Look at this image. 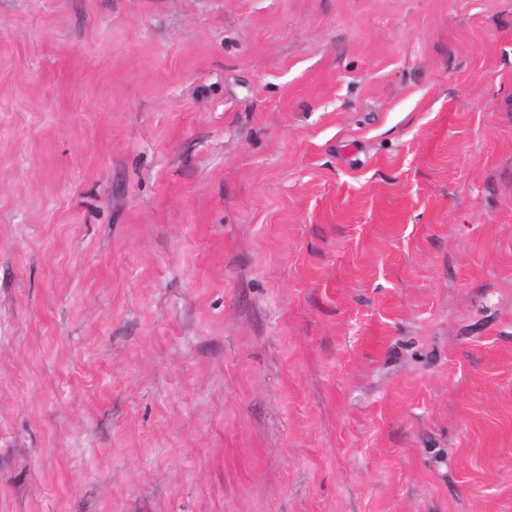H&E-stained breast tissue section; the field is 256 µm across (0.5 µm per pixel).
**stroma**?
Returning a JSON list of instances; mask_svg holds the SVG:
<instances>
[{"mask_svg":"<svg viewBox=\"0 0 512 512\" xmlns=\"http://www.w3.org/2000/svg\"><path fill=\"white\" fill-rule=\"evenodd\" d=\"M0 512H512V0H0Z\"/></svg>","mask_w":512,"mask_h":512,"instance_id":"1","label":"stroma"}]
</instances>
